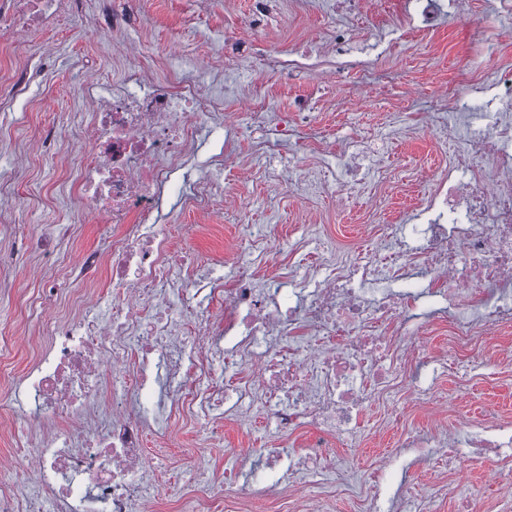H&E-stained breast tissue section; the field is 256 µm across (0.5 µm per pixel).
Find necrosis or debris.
I'll use <instances>...</instances> for the list:
<instances>
[{"label": "necrosis or debris", "instance_id": "necrosis-or-debris-1", "mask_svg": "<svg viewBox=\"0 0 512 512\" xmlns=\"http://www.w3.org/2000/svg\"><path fill=\"white\" fill-rule=\"evenodd\" d=\"M127 3L120 11L98 0L100 27L126 43L138 65L112 88L83 87L89 120L78 134L84 149L73 180L76 196L111 224L112 249L84 254L65 274L80 287L107 275L118 297L109 313L91 299L66 319L46 318L38 295L28 298L47 344L13 390L0 392V416L12 412L16 395L32 401L36 425L13 445L34 478L21 493L1 484L0 512H43L46 502L52 512H147L156 478L144 441L150 435L167 444L155 411L168 406L239 417L263 410L281 426L312 427L310 446L291 460L278 448L265 454L263 470L292 489L303 482L306 460L337 472L334 438L356 431L367 403L403 396L425 411L438 405L431 387L408 385L415 364L506 361L490 340L512 326V66L487 85L493 121L465 132L448 119L461 112L459 87L482 83L481 73L461 70L441 90L428 122L447 161L418 223L371 226L369 252L327 265L325 275L282 298L258 288L246 266L226 279L196 278L189 272L195 257L174 248L159 224L165 191L202 136L225 124L224 99L180 74L161 75L163 58L127 42L148 0ZM83 5L0 0V31L21 33L12 51L24 60L31 34ZM428 303L448 323L447 347L421 345L427 321L403 328ZM404 445L421 457L490 465L492 479L512 490V422L502 417L467 423L461 434L409 435ZM396 463L380 461L371 490L344 484L360 512H383L386 504L402 512L403 498L386 500L381 483Z\"/></svg>", "mask_w": 512, "mask_h": 512}]
</instances>
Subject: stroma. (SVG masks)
Returning a JSON list of instances; mask_svg holds the SVG:
<instances>
[{
  "label": "stroma",
  "mask_w": 512,
  "mask_h": 512,
  "mask_svg": "<svg viewBox=\"0 0 512 512\" xmlns=\"http://www.w3.org/2000/svg\"><path fill=\"white\" fill-rule=\"evenodd\" d=\"M474 27H458L453 17H443L433 37L419 34L401 38V5L394 0H370L360 25L368 39L349 42L343 54L349 61H371L369 78L347 69L334 85H324L309 69L282 73L273 65H259L244 41L249 35L262 39L269 56L281 50L295 53L322 41L335 22L337 0H273L272 11L258 30H251L252 0H156L138 20L130 36L146 50L167 54L170 70L194 76L203 91L224 96V109L239 112L251 92H259L264 115L243 129L237 154L219 175L234 205L219 207L211 219L177 209L176 198L184 190L175 185L165 198L163 221L178 246L192 252L202 264H222L224 275H233L236 264L226 260L230 249L244 239L255 246L250 255L260 283L273 287L276 270L284 266L293 275L316 267L326 247L347 254L368 249L367 229L374 224H400L426 197L429 177L442 164L431 130L414 125L418 112L433 111L440 89L456 79L460 69H480L495 78L499 68L495 44L500 33L512 31V15L500 12L498 0H469ZM396 40L385 57H377L375 40ZM110 33L95 22L93 11L63 17L37 39V52L19 62L9 52V36H0V79L26 68L35 79L25 100L19 102L17 123L0 129V172L14 176L11 196L0 198V210L14 213L20 223L36 227L69 224L71 240L59 256H21L9 229L0 227V265L8 275L0 286V388L10 387L44 345L34 325L26 319L22 300L40 288L42 281L57 279L58 262L75 264L85 251H107L111 225L84 211L79 198L68 195L71 160L80 151L77 139H61L58 154L47 158L41 150V133L56 113L68 114L72 125L85 118L80 89L86 84H111L119 79L121 65L109 50ZM309 100L315 119L298 127L295 146L273 153L262 152L271 125L280 114L292 112L299 100ZM387 135L382 154L364 146L365 156H376L381 165L404 175L403 185L390 193L378 213H370L372 197L380 187L367 184L364 193L339 207L328 179L344 172L339 157L343 140L356 134ZM291 157L288 186L279 188L272 172L280 158ZM416 380L428 381L451 405L437 413L409 411L396 419L390 403L375 401L364 410L365 428L356 440L339 439L336 455L350 479L366 482L379 458L400 451L411 431H425L433 424L452 426L475 421L489 413L512 417V364H494L461 376L455 369L426 366ZM176 435L171 458H194L209 471V491L216 505L224 503V483L230 478L239 448L262 450L271 441L281 447L301 446L310 437L307 427L275 429L265 414L252 412L245 420H201L174 413L168 424ZM452 480L479 493L481 512H512V494H504L483 465L454 464L434 459L408 472L385 474L388 489L404 488L417 499H432L433 512H456L448 495L434 496L436 481Z\"/></svg>",
  "instance_id": "stroma-1"
}]
</instances>
